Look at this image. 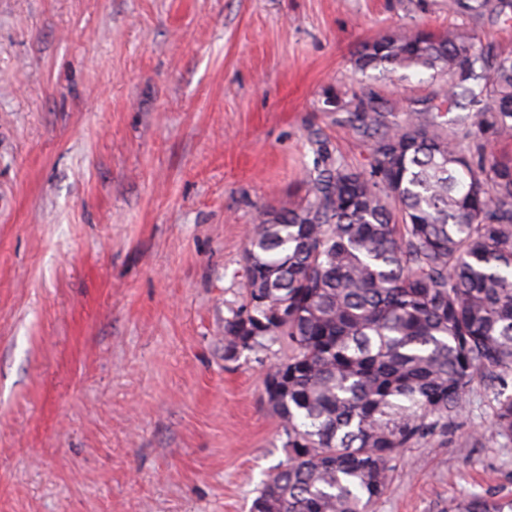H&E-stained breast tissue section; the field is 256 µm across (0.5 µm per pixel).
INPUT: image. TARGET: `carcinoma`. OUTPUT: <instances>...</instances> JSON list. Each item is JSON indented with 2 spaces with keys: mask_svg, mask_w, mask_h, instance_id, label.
I'll use <instances>...</instances> for the list:
<instances>
[{
  "mask_svg": "<svg viewBox=\"0 0 512 512\" xmlns=\"http://www.w3.org/2000/svg\"><path fill=\"white\" fill-rule=\"evenodd\" d=\"M511 8L448 2L475 19ZM352 68L429 71L445 90L414 110L328 96L370 142L369 169L311 132L305 197L252 228L224 357L287 350L264 386L288 463L251 512H370L399 449L448 432L477 378L512 373V161L480 142L512 139V56L485 54L474 29L412 26L364 43ZM492 430L512 437L511 396ZM454 512H512V498L472 496Z\"/></svg>",
  "mask_w": 512,
  "mask_h": 512,
  "instance_id": "1",
  "label": "carcinoma"
}]
</instances>
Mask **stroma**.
Masks as SVG:
<instances>
[{
  "label": "stroma",
  "mask_w": 512,
  "mask_h": 512,
  "mask_svg": "<svg viewBox=\"0 0 512 512\" xmlns=\"http://www.w3.org/2000/svg\"><path fill=\"white\" fill-rule=\"evenodd\" d=\"M451 24L512 51V17L448 0H0V512H249L288 451L262 383L282 350L224 358L247 235L305 196L309 129L367 168L326 91L442 92L356 79L360 43ZM510 396L476 380L372 512L512 498ZM492 430L498 436L512 437V397L499 401Z\"/></svg>",
  "instance_id": "obj_1"
}]
</instances>
